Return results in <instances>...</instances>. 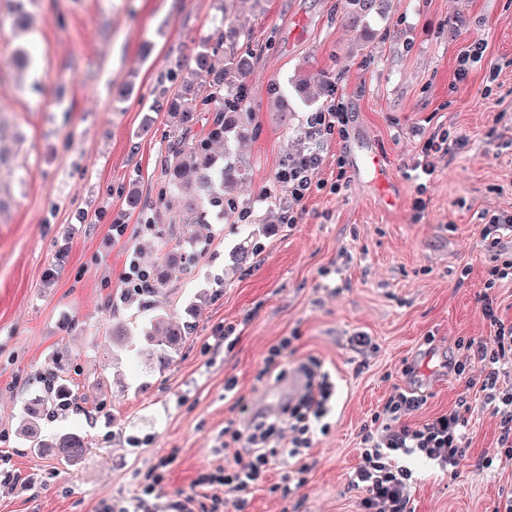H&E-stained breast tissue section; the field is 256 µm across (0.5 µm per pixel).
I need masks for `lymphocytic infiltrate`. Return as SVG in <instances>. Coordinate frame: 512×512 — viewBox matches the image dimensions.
Returning <instances> with one entry per match:
<instances>
[{"label":"lymphocytic infiltrate","mask_w":512,"mask_h":512,"mask_svg":"<svg viewBox=\"0 0 512 512\" xmlns=\"http://www.w3.org/2000/svg\"><path fill=\"white\" fill-rule=\"evenodd\" d=\"M347 123V106L338 98L326 109L311 113L306 121L307 135L315 141L334 134L342 136ZM321 163L318 152L305 150L295 161L283 163L277 171L276 182L288 190V199L281 208V223H295L297 210L308 195ZM506 281L512 282L511 259L489 269L484 282L481 314L489 323L491 334L478 339H459L457 346L468 351L470 362L480 364L485 373L480 389L486 403L492 405L494 414L500 417L498 452L511 459L512 389L504 390L497 385L501 364L512 359V322L500 317L495 295L496 289ZM470 362L457 361L451 368L455 375L462 376L469 372ZM298 369L308 382L297 404L273 418L251 422L244 429L225 427L224 445L234 448L233 463L197 481L202 488L214 484L223 486V496L215 500L217 507L230 505L235 512H242L250 489L261 483L270 470L267 446L281 434L289 436L284 456L297 462L298 473L307 471L304 458L315 433L328 429L325 418L335 386L330 376L315 370L311 362H300ZM425 403L424 396L416 391L394 388L382 408L381 420L362 429L359 462L349 482L351 488L363 492L358 501L359 512H412L409 492L415 477L413 470L404 464V457L427 459L441 469L454 471L466 458L463 439L467 422L460 411L444 412L420 424L410 423V416Z\"/></svg>","instance_id":"obj_1"}]
</instances>
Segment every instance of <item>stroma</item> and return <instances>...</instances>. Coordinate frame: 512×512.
Segmentation results:
<instances>
[{"label":"stroma","mask_w":512,"mask_h":512,"mask_svg":"<svg viewBox=\"0 0 512 512\" xmlns=\"http://www.w3.org/2000/svg\"><path fill=\"white\" fill-rule=\"evenodd\" d=\"M345 5L26 0L36 25L0 29V51L20 43L34 60L22 80L0 67V512H101L149 485L167 512L200 475L224 467L228 422L243 426L287 404L288 378L307 358L336 383L330 429L316 435L298 493L288 491L287 465L276 464L245 512H354L358 435L396 386L427 399L414 424L462 401L469 408L458 475L410 460L413 512H493L512 489V460L475 470L497 448L499 419L448 367L466 357L457 339L489 335L479 297L488 269L512 257V233L493 251L481 235L484 213H512V0H389L386 16L365 23L372 40L352 28ZM224 15L245 23L234 49L256 59L245 106L253 132L232 144L246 174L233 194L237 213L191 242L181 230L191 214L159 195L169 117L148 106L171 61L216 38ZM477 39L484 58L456 82V58ZM336 97L348 106L345 138L309 143L308 116ZM441 132L464 145L434 156L418 214L411 163ZM369 145L387 157L395 209L348 164ZM309 147L322 156L316 183L297 222L280 223L287 194L265 191L285 157ZM340 170L347 186L334 194ZM132 189L147 200L144 212H127ZM118 218L130 231L117 240ZM150 219L178 228L161 236L146 229ZM246 241L254 256L240 265ZM175 248L199 258L172 269L150 301L193 330L161 368L139 299H123L122 274L128 253L149 267ZM119 323L134 343L114 350L105 338ZM229 326L233 335L218 341ZM358 335L370 345L357 346ZM284 337L292 345L279 373L264 374ZM56 357L76 400L41 427L85 436L89 450L71 466L31 451L21 432L33 377ZM230 376L238 385L228 394Z\"/></svg>","instance_id":"stroma-1"}]
</instances>
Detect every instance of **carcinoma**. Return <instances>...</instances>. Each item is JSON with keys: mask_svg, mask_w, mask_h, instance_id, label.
I'll return each instance as SVG.
<instances>
[{"mask_svg": "<svg viewBox=\"0 0 512 512\" xmlns=\"http://www.w3.org/2000/svg\"><path fill=\"white\" fill-rule=\"evenodd\" d=\"M9 12H0V27L26 29L34 26V17L25 11L24 0H15ZM383 0H347L349 17L356 24L361 19L381 13ZM235 41L237 32L228 27L216 41L205 39L193 51L194 67L190 69L192 82L181 84L176 96L170 97L162 90L149 105L151 112H167L177 118V125L168 133L167 156L163 169L164 193L182 198L184 205L196 215V223L208 225L212 216H226L235 210L231 191L241 180L242 169L221 158L214 146L227 141L230 133L242 129L243 108L246 103V80L254 68L253 57L237 52L224 51V39ZM9 65L18 73L31 66L25 47L14 46L9 51ZM198 112H210L208 128L204 135L191 134V123ZM182 256L167 255L162 262L148 270L151 284L149 292L155 293L165 284L171 263ZM191 326L186 321H176L160 315L149 317L146 337L158 347L157 363L169 364L172 353L186 340ZM62 361L57 360L38 374L42 387L30 398L27 414L31 418L26 434L30 449L45 453L67 465L78 463L87 453L85 437L78 433H65L43 438L38 433L39 421L71 406L72 391L60 376Z\"/></svg>", "mask_w": 512, "mask_h": 512, "instance_id": "carcinoma-1", "label": "carcinoma"}]
</instances>
